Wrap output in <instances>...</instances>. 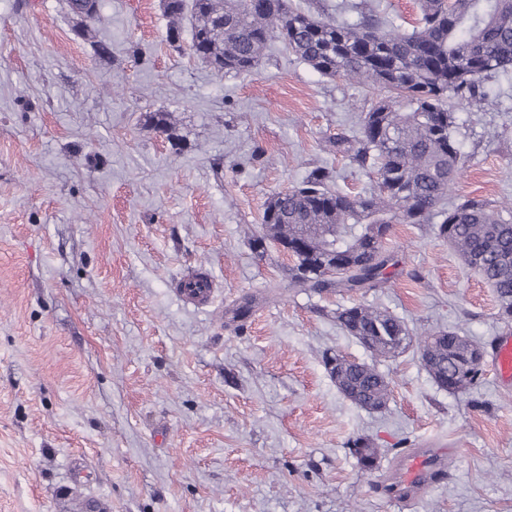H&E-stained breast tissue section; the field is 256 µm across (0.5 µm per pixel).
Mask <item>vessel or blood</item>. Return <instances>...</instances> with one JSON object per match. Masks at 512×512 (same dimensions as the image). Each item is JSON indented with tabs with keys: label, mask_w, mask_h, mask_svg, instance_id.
Instances as JSON below:
<instances>
[{
	"label": "vessel or blood",
	"mask_w": 512,
	"mask_h": 512,
	"mask_svg": "<svg viewBox=\"0 0 512 512\" xmlns=\"http://www.w3.org/2000/svg\"><path fill=\"white\" fill-rule=\"evenodd\" d=\"M179 293L191 304L204 305L213 294V282L204 274H194L185 277ZM491 366L501 381H512V337L500 339L492 349ZM446 470L445 449L416 448L406 454L394 471L391 483L396 493L413 500L432 484L443 481Z\"/></svg>",
	"instance_id": "1"
}]
</instances>
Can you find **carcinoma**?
<instances>
[{
	"label": "carcinoma",
	"instance_id": "carcinoma-1",
	"mask_svg": "<svg viewBox=\"0 0 512 512\" xmlns=\"http://www.w3.org/2000/svg\"><path fill=\"white\" fill-rule=\"evenodd\" d=\"M70 13L85 22L99 18L101 0H66ZM170 19L168 42L182 50L179 20L194 21L184 49L218 73L253 69L274 38L325 77H341L380 88L388 96L363 113L356 137L340 136L336 150L361 168L373 169L377 187L348 196L331 188L325 167L286 193H276L263 215V235L255 242L281 244L305 236L293 254L292 280L299 288L353 291L381 288L386 270L397 265L383 251L393 224H433L437 235L457 249L466 266L494 288L498 317L512 322V223L486 203L464 199L443 207L464 166L453 132L457 105L487 97L482 82L512 68V0H420L412 31L371 12L355 24L316 18L291 0H264L254 12L247 0H164ZM340 265L328 276L322 265ZM340 328L381 356L411 342L398 317L365 305L338 310ZM427 372L448 383L446 391L474 385L478 347L451 330L417 338ZM330 376L344 397L366 410L383 408L389 382L374 367L325 357ZM356 459L377 457L361 438L352 441Z\"/></svg>",
	"mask_w": 512,
	"mask_h": 512
}]
</instances>
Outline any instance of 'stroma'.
Segmentation results:
<instances>
[{"mask_svg":"<svg viewBox=\"0 0 512 512\" xmlns=\"http://www.w3.org/2000/svg\"><path fill=\"white\" fill-rule=\"evenodd\" d=\"M64 2L0 0V512H512V385L486 366L449 393L415 347L380 357L336 323L363 304L486 352L512 336L432 225L391 226L397 263L375 290L296 289L292 258L254 246L270 197L314 167L351 196L375 187L329 141L383 90L278 40L219 74L170 47L162 0H103L88 23ZM293 4L340 22L372 5L406 29L419 16V0ZM485 88L458 108L450 195L512 220V72ZM194 271L214 284L203 307L176 293ZM336 353L386 377L382 411L339 393ZM359 436L372 469L349 451ZM441 442L446 480L411 502L383 491L406 452Z\"/></svg>","mask_w":512,"mask_h":512,"instance_id":"1","label":"stroma"}]
</instances>
